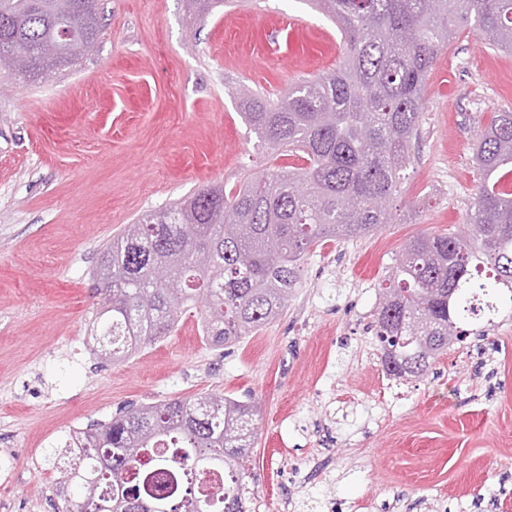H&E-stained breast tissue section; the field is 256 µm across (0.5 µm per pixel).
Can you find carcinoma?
<instances>
[{
  "instance_id": "carcinoma-1",
  "label": "carcinoma",
  "mask_w": 512,
  "mask_h": 512,
  "mask_svg": "<svg viewBox=\"0 0 512 512\" xmlns=\"http://www.w3.org/2000/svg\"><path fill=\"white\" fill-rule=\"evenodd\" d=\"M100 0H0V71L41 79L93 51ZM336 23L343 53L336 68L303 80L270 102L239 98L267 156L294 157L237 184L200 188L139 217L100 253L99 330L122 322L121 360L169 335L198 311L203 336L231 346L278 317L301 277L303 258L327 241L354 240L391 221L390 202L420 132L427 77L439 54L467 27L512 51V0H311ZM481 185L466 232L417 235L381 284L375 341L394 352L393 379L426 376L467 338L466 324H491L512 304V111L496 112L473 147ZM168 278L180 282L174 292ZM257 407L229 395L174 398L129 409L100 423L46 461L57 473L61 512H131L146 490L128 473L143 451L167 441L179 495L169 511L243 512L245 463L257 433ZM93 463L76 473L72 455ZM227 474L208 497L190 473Z\"/></svg>"
}]
</instances>
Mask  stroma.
Instances as JSON below:
<instances>
[{
  "label": "stroma",
  "instance_id": "1",
  "mask_svg": "<svg viewBox=\"0 0 512 512\" xmlns=\"http://www.w3.org/2000/svg\"><path fill=\"white\" fill-rule=\"evenodd\" d=\"M93 52L0 91V512H56L44 461L70 425L222 393L254 402L262 512H512V310L420 380L385 376L381 284L416 234L464 229L476 123L512 111V53L459 30L426 83L392 222L316 249L275 320L231 347L196 314L131 357L93 339L102 248L144 211L268 168L232 88L269 100L335 68L307 0H103ZM301 16L308 25L292 29Z\"/></svg>",
  "mask_w": 512,
  "mask_h": 512
}]
</instances>
